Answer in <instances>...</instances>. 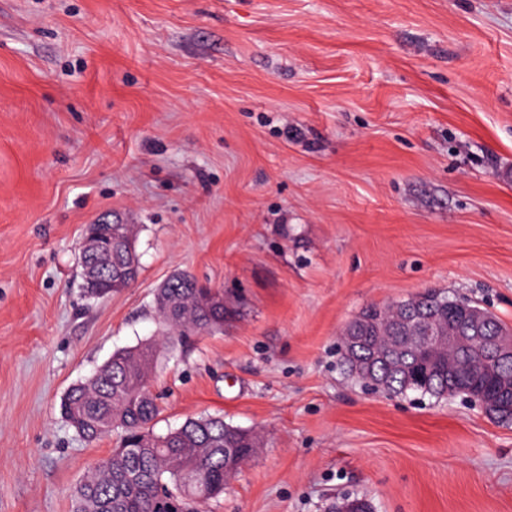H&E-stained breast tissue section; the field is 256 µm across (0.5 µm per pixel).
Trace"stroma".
I'll use <instances>...</instances> for the list:
<instances>
[{
  "label": "stroma",
  "instance_id": "obj_1",
  "mask_svg": "<svg viewBox=\"0 0 512 512\" xmlns=\"http://www.w3.org/2000/svg\"><path fill=\"white\" fill-rule=\"evenodd\" d=\"M89 224L139 228L106 300ZM182 271L241 306L160 354L155 430L260 434L193 512H512V422L365 391L337 344L430 288L512 324V0H0V512H72L116 440L61 399ZM112 225V235L114 244L109 254L100 256L104 252L90 251L97 249L98 245L94 238L85 231L82 242V255L85 252V262L96 271V278L93 283H87L82 280L81 288L84 297L93 300H100L102 296L117 293L123 288H128L135 283L140 274V261L138 253L135 250V237H137L136 227L133 224H92L93 229H107ZM122 238L124 242H131L134 246L133 253L126 251L124 243L120 244L117 250L118 239ZM89 251V252H88ZM137 257V260H135ZM123 288H115L114 284H122Z\"/></svg>",
  "mask_w": 512,
  "mask_h": 512
}]
</instances>
